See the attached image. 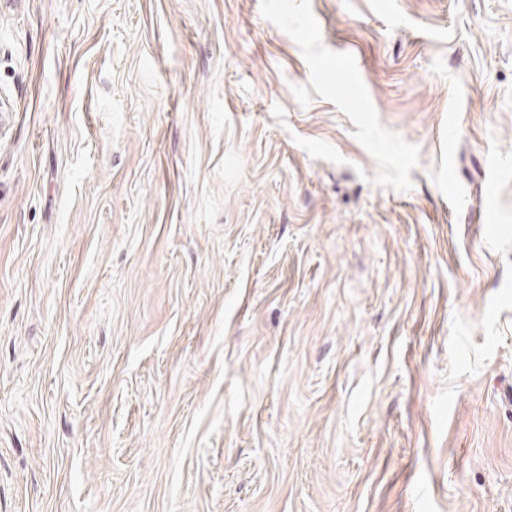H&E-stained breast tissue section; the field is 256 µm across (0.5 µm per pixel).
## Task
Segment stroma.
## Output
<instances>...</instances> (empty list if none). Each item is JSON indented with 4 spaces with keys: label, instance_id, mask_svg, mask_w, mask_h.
Segmentation results:
<instances>
[{
    "label": "stroma",
    "instance_id": "stroma-1",
    "mask_svg": "<svg viewBox=\"0 0 512 512\" xmlns=\"http://www.w3.org/2000/svg\"><path fill=\"white\" fill-rule=\"evenodd\" d=\"M0 512H512V0H0Z\"/></svg>",
    "mask_w": 512,
    "mask_h": 512
}]
</instances>
